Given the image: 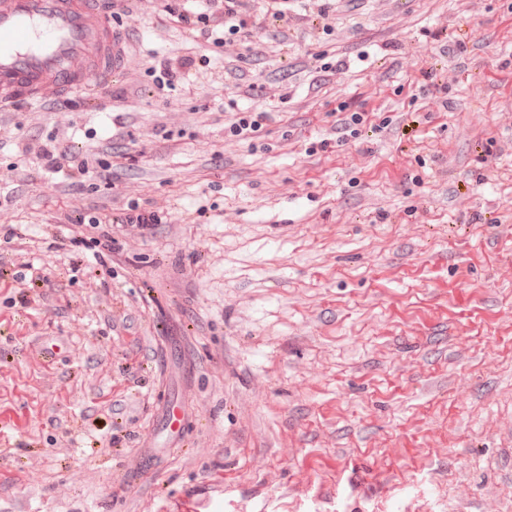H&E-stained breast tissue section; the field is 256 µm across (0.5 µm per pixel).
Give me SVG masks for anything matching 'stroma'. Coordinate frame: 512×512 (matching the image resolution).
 <instances>
[{
  "label": "stroma",
  "instance_id": "obj_1",
  "mask_svg": "<svg viewBox=\"0 0 512 512\" xmlns=\"http://www.w3.org/2000/svg\"><path fill=\"white\" fill-rule=\"evenodd\" d=\"M330 10L257 62L134 8L105 109L0 112V512H512V0ZM53 135L136 161L76 202ZM131 201L161 224L96 260L77 212ZM228 107L235 112V120L229 126V134L240 140H249L258 137L266 122L272 121V112L258 110L257 108L240 109L235 100H230Z\"/></svg>",
  "mask_w": 512,
  "mask_h": 512
}]
</instances>
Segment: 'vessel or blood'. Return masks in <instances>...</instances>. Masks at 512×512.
Wrapping results in <instances>:
<instances>
[{
    "mask_svg": "<svg viewBox=\"0 0 512 512\" xmlns=\"http://www.w3.org/2000/svg\"><path fill=\"white\" fill-rule=\"evenodd\" d=\"M128 61L112 0H0V112L112 81Z\"/></svg>",
    "mask_w": 512,
    "mask_h": 512,
    "instance_id": "obj_1",
    "label": "vessel or blood"
}]
</instances>
